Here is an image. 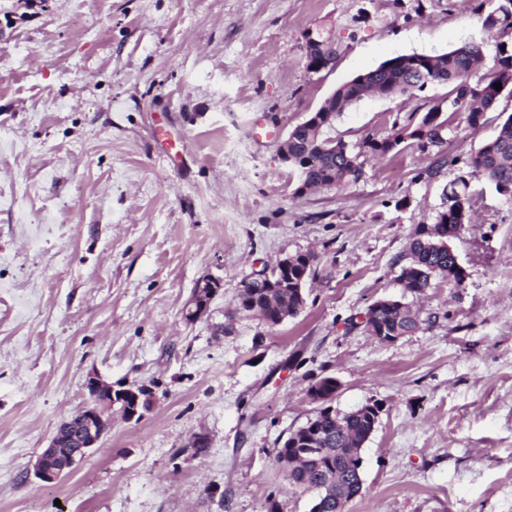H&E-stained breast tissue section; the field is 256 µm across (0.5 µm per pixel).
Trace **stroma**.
<instances>
[{"mask_svg": "<svg viewBox=\"0 0 512 512\" xmlns=\"http://www.w3.org/2000/svg\"><path fill=\"white\" fill-rule=\"evenodd\" d=\"M464 0H0V512H310L273 452L319 406L378 404L347 512H512V198L474 184L451 247L467 278L399 281L465 159L512 114L454 120L450 161L411 142L345 189L296 196L278 145L340 85L402 54L500 40ZM337 49L306 66V37ZM451 86L366 97L323 135L358 147ZM313 273L296 317L239 312L246 276L287 256ZM223 287L186 322L195 282ZM394 298L412 334L368 336ZM152 385L141 421L113 416L86 461L28 470L89 377ZM196 436L208 449L188 451ZM378 301L373 303H376L374 309L370 308L371 305L368 307L370 313L365 325L368 335L382 339L389 336L384 342H394L420 327L422 320L406 303L394 299Z\"/></svg>", "mask_w": 512, "mask_h": 512, "instance_id": "1", "label": "stroma"}]
</instances>
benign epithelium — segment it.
<instances>
[{
    "label": "benign epithelium",
    "mask_w": 512,
    "mask_h": 512,
    "mask_svg": "<svg viewBox=\"0 0 512 512\" xmlns=\"http://www.w3.org/2000/svg\"><path fill=\"white\" fill-rule=\"evenodd\" d=\"M223 288L219 279L198 280L189 298L190 321L195 322L208 311L214 297ZM90 402L77 413L81 426L79 437L65 442L53 440L45 453L33 464L34 476L45 483L59 480L75 464L85 460L101 437L112 425V411H118L127 421H138L155 404L154 391L145 385L114 386L98 377L87 381Z\"/></svg>",
    "instance_id": "obj_1"
}]
</instances>
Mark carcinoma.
Masks as SVG:
<instances>
[{"label": "carcinoma", "instance_id": "obj_1", "mask_svg": "<svg viewBox=\"0 0 512 512\" xmlns=\"http://www.w3.org/2000/svg\"><path fill=\"white\" fill-rule=\"evenodd\" d=\"M476 14L483 31L512 34V0H480ZM484 59L482 42L470 39L436 56L399 55L378 67L360 74L336 89L330 108L342 112L345 105L364 96H413L427 86L454 85L452 114H460L470 128L482 125L485 113L493 110L502 91L512 88V45H497L495 64L489 77L475 83L469 75L479 70ZM499 83L498 90L494 84ZM331 121L330 113L317 112L288 134L290 166L299 172L295 194L329 187L340 189L358 181L363 174L367 155L384 158L401 143L411 140L421 150L446 143L451 117L443 116L442 106L431 107L417 123L393 125L386 136L368 135L354 151L341 141L322 138L323 128ZM468 176L460 177L445 193L442 210L436 222L417 231L409 245L410 262L401 269L399 279L411 293H422L437 276L455 284L466 278L450 243L461 227L473 222L469 186L475 179L494 187L512 198V114L501 125L498 134L473 152L467 163ZM314 258L299 255L288 273L271 278L243 280L239 309L263 317L269 325L276 318L295 317L301 306L296 283L310 276ZM422 320L400 300L382 299L370 310L365 325L372 336H406L420 327ZM376 413L362 406L347 413L329 407L296 431L274 449L278 466L288 464L289 484H301L322 505V512H346L348 503L359 492L357 469L362 458L351 448L362 443L372 431Z\"/></svg>", "mask_w": 512, "mask_h": 512}]
</instances>
